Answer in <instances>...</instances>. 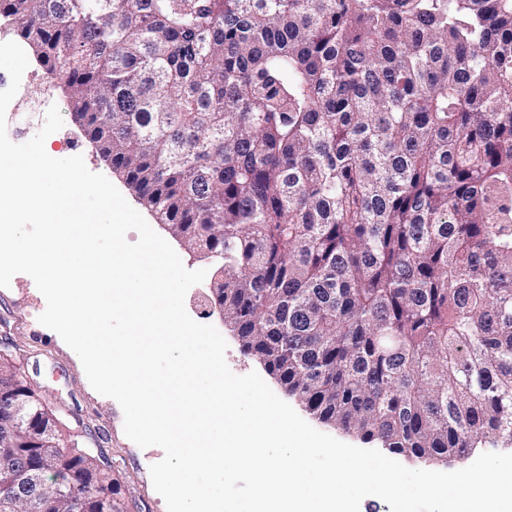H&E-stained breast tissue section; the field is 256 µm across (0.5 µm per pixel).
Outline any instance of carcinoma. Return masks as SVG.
Returning a JSON list of instances; mask_svg holds the SVG:
<instances>
[{"label":"carcinoma","instance_id":"1","mask_svg":"<svg viewBox=\"0 0 512 512\" xmlns=\"http://www.w3.org/2000/svg\"><path fill=\"white\" fill-rule=\"evenodd\" d=\"M75 121L321 422L428 461L512 441V0H0ZM40 407L0 442L123 512Z\"/></svg>","mask_w":512,"mask_h":512}]
</instances>
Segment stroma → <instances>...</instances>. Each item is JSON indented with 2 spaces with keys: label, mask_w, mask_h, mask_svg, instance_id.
<instances>
[{
  "label": "stroma",
  "mask_w": 512,
  "mask_h": 512,
  "mask_svg": "<svg viewBox=\"0 0 512 512\" xmlns=\"http://www.w3.org/2000/svg\"><path fill=\"white\" fill-rule=\"evenodd\" d=\"M53 105L58 107L64 125L47 138V145L64 158L83 156L89 170L108 176L127 202H134L123 179L112 173L74 121L65 92L50 82L37 60H30L7 109L8 138L17 144L28 141ZM45 308L43 295L26 274H16L9 287L0 288V353L12 354L25 380L44 397L64 429L81 432L84 447L111 461L125 512H167L150 476V467L162 460L163 450L157 446L142 448L127 438L120 405L92 388L77 354L55 331L39 323ZM185 308L195 321L213 325L224 336L228 344L225 359L234 374L263 372V365L244 354L236 336L225 326L220 309L210 298L209 282L189 289Z\"/></svg>",
  "instance_id": "35a3bbf8"
}]
</instances>
